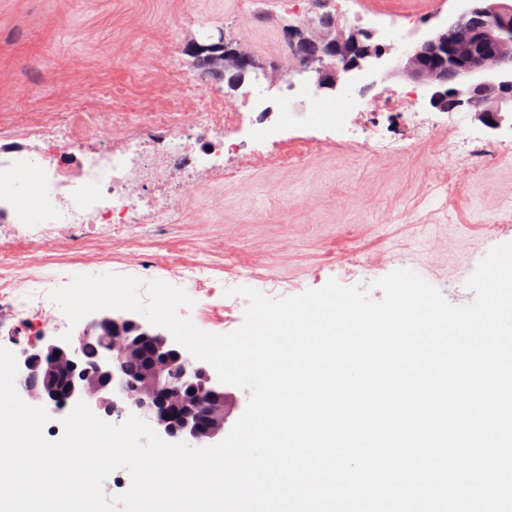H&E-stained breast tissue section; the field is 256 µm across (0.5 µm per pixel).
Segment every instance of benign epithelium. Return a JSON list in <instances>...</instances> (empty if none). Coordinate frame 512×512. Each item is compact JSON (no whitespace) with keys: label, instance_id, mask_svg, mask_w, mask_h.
Returning a JSON list of instances; mask_svg holds the SVG:
<instances>
[{"label":"benign epithelium","instance_id":"1","mask_svg":"<svg viewBox=\"0 0 512 512\" xmlns=\"http://www.w3.org/2000/svg\"><path fill=\"white\" fill-rule=\"evenodd\" d=\"M318 16L285 30L296 71L312 74L318 89L342 95L399 73L422 86L428 106L440 112L465 109L492 129L512 115V0H459L452 17L423 34L396 63L391 48L374 42L376 32L347 34L330 11ZM202 51L206 55L199 60L224 81L228 98L260 69L270 90L288 76L279 65L263 66L254 55L228 45L222 35ZM149 352L153 360L129 378V365ZM17 363L31 401L57 408L63 401L94 400L107 416L128 405L174 443L203 447L224 439V384L166 332L130 313L101 311L75 340L35 344Z\"/></svg>","mask_w":512,"mask_h":512}]
</instances>
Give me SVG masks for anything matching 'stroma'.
<instances>
[{
    "label": "stroma",
    "instance_id": "1",
    "mask_svg": "<svg viewBox=\"0 0 512 512\" xmlns=\"http://www.w3.org/2000/svg\"><path fill=\"white\" fill-rule=\"evenodd\" d=\"M438 0H353L366 12L361 26L385 30L386 17L412 18L420 31L455 13ZM254 21L234 26L241 12ZM281 0H0V133L23 142L43 121L79 124L95 118L120 139L127 129L152 133L161 117L195 112L201 99L219 96L224 84L198 74L194 42L224 35L246 40L256 57L271 62L285 43ZM28 88L18 98L19 88ZM394 75L365 90L360 140L337 135L311 141L305 121L314 86L300 95L268 90L265 79L249 95H269L288 105L297 139L271 145L247 141L251 158L231 181L199 182L180 197L167 224H129L109 231L99 224L10 225L0 237V258L20 266L66 255L48 267V288L17 281L15 295L48 310L49 288L76 274L114 273L170 282L171 267L213 276L228 287H251L273 299L322 288L329 280L351 286L409 269L456 305L473 300L465 287L495 245L512 242V221L499 217L512 205V126L493 130L471 112L464 118L478 138L456 164L439 160L447 141V115L434 136L416 140L386 94L416 89ZM405 151H371L372 125ZM47 328L0 311V346L21 353L51 338Z\"/></svg>",
    "mask_w": 512,
    "mask_h": 512
}]
</instances>
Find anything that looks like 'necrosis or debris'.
<instances>
[{
    "instance_id": "necrosis-or-debris-1",
    "label": "necrosis or debris",
    "mask_w": 512,
    "mask_h": 512,
    "mask_svg": "<svg viewBox=\"0 0 512 512\" xmlns=\"http://www.w3.org/2000/svg\"><path fill=\"white\" fill-rule=\"evenodd\" d=\"M364 107L351 97L318 100L308 121L347 135L354 133L353 117ZM246 121L260 140H281L289 128L286 114L272 120L258 112L254 100H242L224 113L205 109L181 122H160L151 140L129 133L119 145L87 157L80 152L81 137L68 127L45 125L35 144L0 146V218L8 224L163 223L173 206L170 187L237 177V168L224 167L221 160L239 155L236 135ZM70 158L77 168L67 176L61 167ZM27 177L36 183L37 200L20 206L17 192ZM145 184L158 186V194L142 196L139 188Z\"/></svg>"
}]
</instances>
